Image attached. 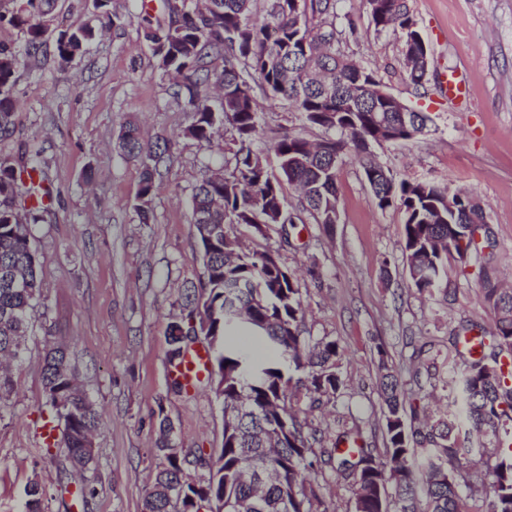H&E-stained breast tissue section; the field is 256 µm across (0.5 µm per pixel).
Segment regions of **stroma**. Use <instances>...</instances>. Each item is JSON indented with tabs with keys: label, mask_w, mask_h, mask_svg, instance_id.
I'll list each match as a JSON object with an SVG mask.
<instances>
[{
	"label": "stroma",
	"mask_w": 512,
	"mask_h": 512,
	"mask_svg": "<svg viewBox=\"0 0 512 512\" xmlns=\"http://www.w3.org/2000/svg\"><path fill=\"white\" fill-rule=\"evenodd\" d=\"M431 49L426 96L405 81L399 33L376 32L365 0H340L338 12L355 34L347 53L406 104L432 118L428 134L373 146L396 179L451 185L484 208L493 245L486 251L498 275L512 285V0H409ZM120 26L103 28L94 0H58L52 28L91 25L98 36L69 64L53 47L26 59L15 74L20 106L8 133L0 134V161L19 164L27 144L41 150L52 202L34 228L41 259L42 295L22 363L0 394V512H25L26 489H45L42 512H144L156 474L155 412L164 408L178 447L213 455L224 440V409L206 387L187 394L171 389L166 355L169 325L181 290L203 275L198 234L191 220L192 190L205 170L231 172L233 133L223 129L211 147L182 137L192 115L173 97L174 81L162 73L144 38L147 23H165V0H112ZM463 77L467 96L448 100L442 77ZM262 141L288 128L312 141L324 138L285 103L256 91ZM137 122L145 140L174 143L163 164L149 222L136 209L141 166L121 153L115 138ZM338 224L324 231L285 186L295 224L270 225L266 236L241 229L248 247L270 250L298 278L306 327L313 339L337 341L344 382L335 401L310 416L326 446L338 434L358 436L381 451L384 430L378 374L388 362L409 380L413 351L439 350L440 383L449 389L450 338L460 325L492 327L474 266L449 257L444 292L410 288L402 255L404 213L380 209L355 157L336 172ZM65 345L84 392L101 414L94 437V468L85 478L64 476L61 455L47 447L49 416L41 378L49 344ZM316 480L323 512H353L349 480L331 470ZM95 488L78 509L69 492Z\"/></svg>",
	"instance_id": "35a3bbf8"
}]
</instances>
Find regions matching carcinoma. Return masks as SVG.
Here are the masks:
<instances>
[{"mask_svg": "<svg viewBox=\"0 0 512 512\" xmlns=\"http://www.w3.org/2000/svg\"><path fill=\"white\" fill-rule=\"evenodd\" d=\"M56 0H26V6L0 25L20 29L22 51L0 49V133H8L18 106L12 77L21 61L49 39L45 18ZM187 8L170 17L167 27L148 29L145 40L158 67L173 71L180 82L174 98L193 120L183 135L209 145L215 130L232 127L237 150L231 174L216 180L205 174L192 193V220L204 273L181 294V313L170 323L176 333L190 330V321L204 319L212 344L208 350L207 382L221 400L231 421L224 422V444L214 457L188 459L177 446L174 426L158 405L154 483L145 499L146 512H200L198 503H224L225 512H313L319 500L312 473L329 466L351 481L354 512H467L454 480V471L470 465L489 502L490 512H512V288L500 286L487 267L488 228L474 222L483 214L473 198L454 195L455 211H448L451 188L427 180H398L371 187L381 209L403 210L402 253L411 287L430 293L441 285L448 256L474 260L484 301L496 314L492 328L476 323L454 336L457 370L448 375L453 403L461 405L467 427L453 410L424 415L403 387L400 377L381 362L379 387L384 419V450L375 455L364 447L322 445L302 408L336 398L343 386L337 371L339 346L334 340L314 343L304 336L300 289L292 274L269 251L242 250L234 232L239 226L260 231L271 215L291 224L286 181L300 189V202L314 223L326 231L337 222L339 187L336 170L351 152L360 156L366 181H371L374 158L370 144L379 142V127L393 142L416 138L412 122L384 109L381 97L363 94L336 102V87L360 89L374 73L357 66L344 44L354 27L338 22V0H186ZM375 30L400 32L406 81L425 87L430 49L422 39L409 0H366ZM95 35L89 26L69 29L55 40L60 64L72 62ZM267 97L286 102L305 114L308 122L333 134L311 144L289 130L272 138L267 151L278 160L281 178L258 164L263 151L255 149L260 136L259 112L252 80ZM220 87L219 109L209 104V85ZM117 144L142 167L136 208L143 222L157 189L159 166L170 158L172 143L165 137L142 139L137 126H124ZM41 151L25 148L21 165L0 163V271L21 274L24 285L11 287L0 276V361L21 360L24 337L41 296L40 257L33 246V225L47 211L50 192ZM256 335L265 350L260 355L241 349L235 335ZM413 379L436 375V355L424 345L414 352ZM75 369L63 345L49 347L43 359L42 380L51 420L64 422L61 449L63 470L84 475L94 463L90 436L99 427V412L88 396L72 385ZM320 448V453L313 451ZM493 464L495 484L482 478ZM207 476L188 482V465ZM26 512H40L42 487L26 491Z\"/></svg>", "mask_w": 512, "mask_h": 512, "instance_id": "obj_1", "label": "carcinoma"}]
</instances>
